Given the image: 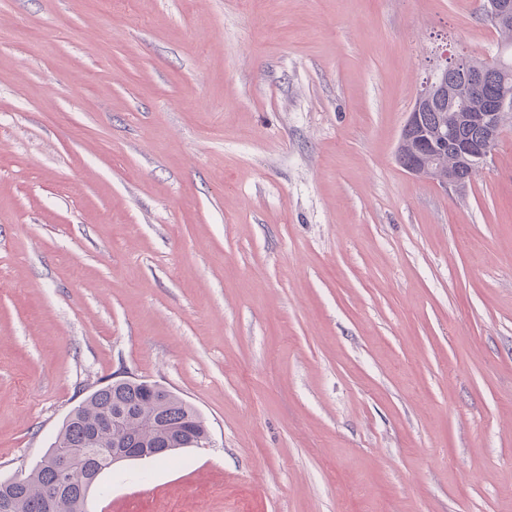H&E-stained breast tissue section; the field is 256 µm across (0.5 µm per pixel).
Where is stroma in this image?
<instances>
[{
    "instance_id": "1",
    "label": "stroma",
    "mask_w": 512,
    "mask_h": 512,
    "mask_svg": "<svg viewBox=\"0 0 512 512\" xmlns=\"http://www.w3.org/2000/svg\"><path fill=\"white\" fill-rule=\"evenodd\" d=\"M480 0H0V480L112 380L206 445L108 512H512V126L406 173ZM438 69L433 76L425 83L423 89L418 93L408 119L404 124L396 149V160L402 163L408 153L414 155L413 163L403 165L402 168L410 175L423 177L437 181L441 186L462 187L463 179L458 174L457 166H448L457 159L456 144L458 141L470 136L467 129L456 126L453 110L450 108L435 106L425 113L424 121L433 129L448 127V142L443 145L440 156L448 166V171L442 169L438 162V152L433 142L424 135L416 134L421 125L422 112L429 109L433 104H445L454 107L455 103L468 95V91L481 85L485 78V71L479 65L473 64L468 72L457 67V59H450L448 65ZM455 72L456 82L464 84L457 86L450 80V75Z\"/></svg>"
}]
</instances>
